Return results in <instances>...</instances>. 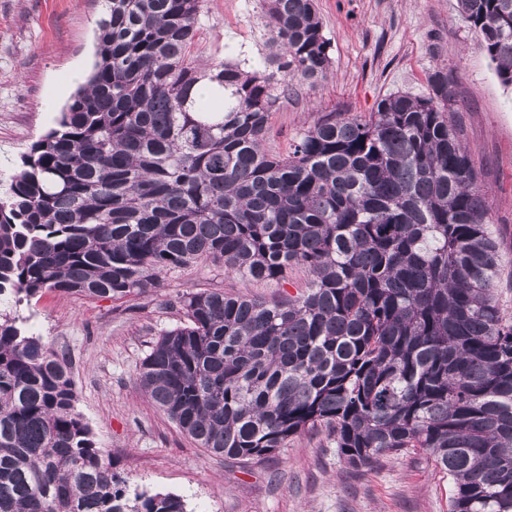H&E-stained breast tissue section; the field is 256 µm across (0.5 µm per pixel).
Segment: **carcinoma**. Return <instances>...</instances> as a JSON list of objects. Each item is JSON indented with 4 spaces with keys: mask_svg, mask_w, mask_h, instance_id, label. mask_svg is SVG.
<instances>
[{
    "mask_svg": "<svg viewBox=\"0 0 512 512\" xmlns=\"http://www.w3.org/2000/svg\"><path fill=\"white\" fill-rule=\"evenodd\" d=\"M92 71L0 194V301L122 300L201 260L295 296L180 295L142 360L147 399L200 448L263 461L323 426L354 467L424 453L450 512H512V317L490 203L432 94L329 112L264 143L287 78L327 77L314 0H268L277 54L188 63L202 0H103ZM512 86V0H458ZM215 84L207 95L196 86ZM0 309V512H187L129 495L76 409L65 358Z\"/></svg>",
    "mask_w": 512,
    "mask_h": 512,
    "instance_id": "1",
    "label": "carcinoma"
}]
</instances>
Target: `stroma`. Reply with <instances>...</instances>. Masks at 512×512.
Here are the masks:
<instances>
[{
	"instance_id": "stroma-1",
	"label": "stroma",
	"mask_w": 512,
	"mask_h": 512,
	"mask_svg": "<svg viewBox=\"0 0 512 512\" xmlns=\"http://www.w3.org/2000/svg\"><path fill=\"white\" fill-rule=\"evenodd\" d=\"M330 43L331 75L290 83L271 115L265 147L285 152L321 114L375 111L394 93L426 97L429 77L448 74L453 117L489 199L504 271L498 297L512 316V87L457 12V0H317ZM101 0H0V186L21 169L33 142L55 127L77 90L71 71L90 74ZM264 0H204L191 58L228 59L252 70L269 52ZM53 109H46V102ZM195 265L160 288L123 300L46 291L17 307L32 332L69 362L77 409L129 491L182 495L189 512H449L450 484L421 453L355 468L323 428L291 438L262 462L242 463L199 448L145 397L142 359L180 316L170 301L218 288L242 296L293 294Z\"/></svg>"
}]
</instances>
